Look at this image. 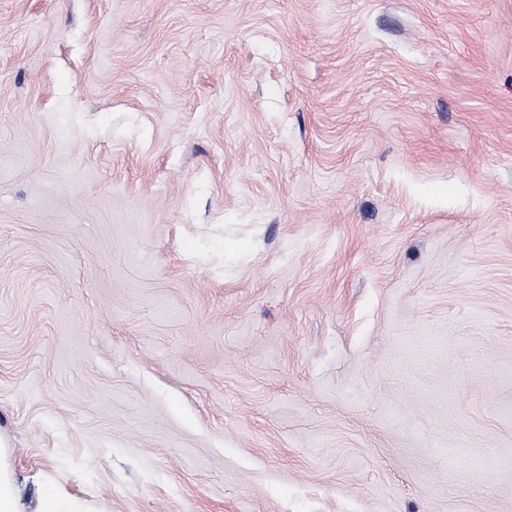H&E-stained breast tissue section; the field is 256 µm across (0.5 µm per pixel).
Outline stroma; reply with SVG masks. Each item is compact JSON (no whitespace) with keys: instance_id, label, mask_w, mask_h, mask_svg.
I'll return each instance as SVG.
<instances>
[{"instance_id":"35a3bbf8","label":"stroma","mask_w":512,"mask_h":512,"mask_svg":"<svg viewBox=\"0 0 512 512\" xmlns=\"http://www.w3.org/2000/svg\"><path fill=\"white\" fill-rule=\"evenodd\" d=\"M18 512H512V0H0Z\"/></svg>"}]
</instances>
